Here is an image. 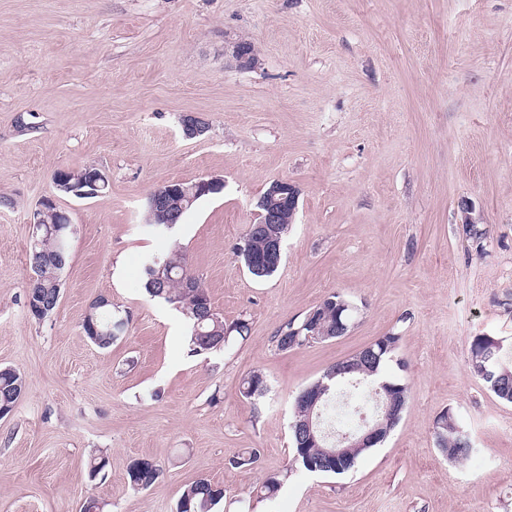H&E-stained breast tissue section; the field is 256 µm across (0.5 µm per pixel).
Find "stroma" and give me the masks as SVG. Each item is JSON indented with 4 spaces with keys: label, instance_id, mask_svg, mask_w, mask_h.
Listing matches in <instances>:
<instances>
[{
    "label": "stroma",
    "instance_id": "1",
    "mask_svg": "<svg viewBox=\"0 0 512 512\" xmlns=\"http://www.w3.org/2000/svg\"><path fill=\"white\" fill-rule=\"evenodd\" d=\"M186 114L207 132L185 138ZM90 166L104 193L58 194L57 170ZM211 176L223 191L180 224L148 223L154 188ZM275 179L301 195L258 281L233 248ZM47 197L76 232L38 321L24 289ZM175 247L246 340L191 353L182 313L146 296L144 264ZM334 293L357 309L348 332L278 351V327ZM101 295L128 321L106 350L81 329ZM389 332L398 426L345 474L288 472L298 393ZM485 334L512 341V0H0V367L25 379L0 417V512H176L200 478L224 490L216 512H512V403L470 369ZM254 371L257 401L239 393ZM445 412L483 469L438 448ZM139 458L164 471L146 490ZM268 392V384L264 375L260 372H253L245 378L240 387L241 395L249 400L257 401L263 398ZM162 468L149 459H136L128 468V477L134 489H147L162 475Z\"/></svg>",
    "mask_w": 512,
    "mask_h": 512
}]
</instances>
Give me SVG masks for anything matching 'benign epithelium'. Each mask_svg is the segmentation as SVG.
<instances>
[{"label":"benign epithelium","instance_id":"benign-epithelium-1","mask_svg":"<svg viewBox=\"0 0 512 512\" xmlns=\"http://www.w3.org/2000/svg\"><path fill=\"white\" fill-rule=\"evenodd\" d=\"M233 59L240 67H249L254 63L251 47L239 42L235 45ZM73 176L67 170H59L53 176L55 188L70 193L72 196L84 199L99 194L106 187L107 177L102 170H91L77 178V184H72ZM224 188V180L217 177L199 180L192 188H176L164 184L153 189L148 196L151 221L157 223H175L177 212L192 204L198 196L210 191ZM300 197L299 187L289 181L278 179L270 183L267 191L258 199L257 206L259 222L256 230L266 237V248L253 257L254 264L261 268L277 267L283 260V239L274 230V225L284 223L285 215H296ZM32 237L34 244L39 246L46 239H56L61 230L71 226L68 215H63L56 209L54 199H43L34 210L32 220ZM298 429L308 448L319 447L321 437L313 419L307 417L298 423ZM380 440V427L368 423L361 431L348 435L336 442L333 448L324 449L329 458H339L352 448H369Z\"/></svg>","mask_w":512,"mask_h":512}]
</instances>
